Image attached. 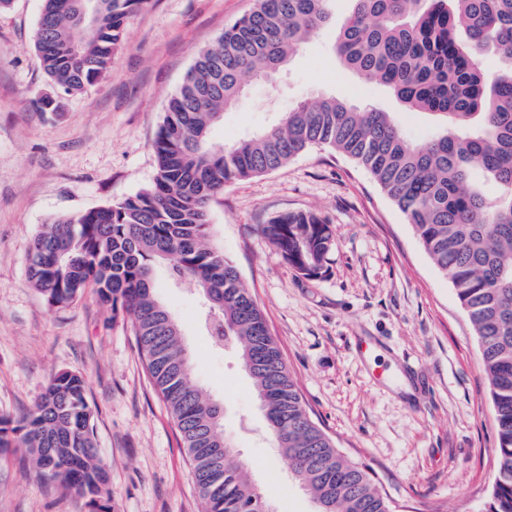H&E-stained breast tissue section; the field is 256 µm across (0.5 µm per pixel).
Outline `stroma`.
I'll return each mask as SVG.
<instances>
[{
    "label": "stroma",
    "mask_w": 512,
    "mask_h": 512,
    "mask_svg": "<svg viewBox=\"0 0 512 512\" xmlns=\"http://www.w3.org/2000/svg\"><path fill=\"white\" fill-rule=\"evenodd\" d=\"M254 0H149L127 22L112 70L62 111L33 36L42 0L0 13V416L19 418L57 373L80 372L114 512H202L180 432L140 358L131 321L93 291L53 306L28 279L31 243L54 217L116 203L156 175L153 140L197 51ZM333 30L301 42L286 72L251 85L212 130L229 145L319 96L393 113L405 136L437 131L385 87L337 61ZM313 211L334 245L327 271L299 276L263 235L284 212ZM211 232L262 309L306 407L347 458L368 469L393 512H481L497 475L496 422L480 346L446 276L403 213L351 160L314 146L286 166L226 183ZM156 292L180 324L190 381L223 406L224 431L276 512L315 506L273 448L233 346L201 330L188 287ZM0 512H87L22 454L0 458Z\"/></svg>",
    "instance_id": "stroma-1"
}]
</instances>
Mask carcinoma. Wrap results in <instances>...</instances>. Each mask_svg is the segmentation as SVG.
<instances>
[{
  "instance_id": "cac0c4a2",
  "label": "carcinoma",
  "mask_w": 512,
  "mask_h": 512,
  "mask_svg": "<svg viewBox=\"0 0 512 512\" xmlns=\"http://www.w3.org/2000/svg\"><path fill=\"white\" fill-rule=\"evenodd\" d=\"M43 0L34 45L54 94L36 102L59 112L112 69L129 18L149 0ZM332 0H255L253 9L199 51L169 98L153 142L152 184L120 202L62 216L36 235L28 277L52 305L89 288L112 313L130 316L152 385L181 434L204 512H265L269 501L235 460L215 467L224 436L220 403L189 385L182 332L155 293V266L175 287L195 288L204 327L240 359L255 348L266 367L249 377L271 438L318 512H392L358 463L341 455L310 417L264 314L210 234L211 203L224 184L271 173L308 148L340 153L367 171L412 225L448 277L481 349L493 404L497 476L484 512H512V0H353L336 32L349 70L387 86L410 110L440 118L436 135L409 141L393 114L334 98L303 102L266 129L226 148L211 139L224 111L255 79L284 68L295 46L331 23ZM494 52L486 73L479 56ZM290 267L325 273L329 224L312 211L262 225ZM26 455L32 469L97 512H113L94 413L83 376L56 374L35 408L0 418V456Z\"/></svg>"
}]
</instances>
